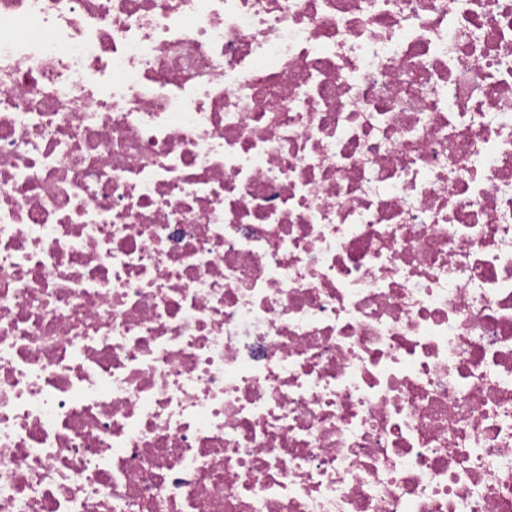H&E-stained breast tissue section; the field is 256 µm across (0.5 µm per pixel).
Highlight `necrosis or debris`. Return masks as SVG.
<instances>
[{
	"label": "necrosis or debris",
	"mask_w": 512,
	"mask_h": 512,
	"mask_svg": "<svg viewBox=\"0 0 512 512\" xmlns=\"http://www.w3.org/2000/svg\"><path fill=\"white\" fill-rule=\"evenodd\" d=\"M0 512H512V0H0Z\"/></svg>",
	"instance_id": "1"
}]
</instances>
